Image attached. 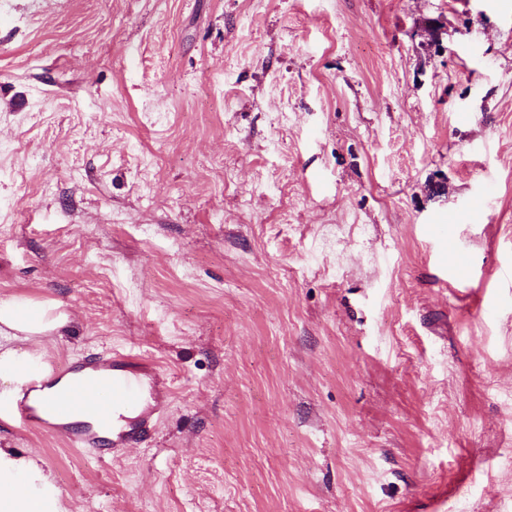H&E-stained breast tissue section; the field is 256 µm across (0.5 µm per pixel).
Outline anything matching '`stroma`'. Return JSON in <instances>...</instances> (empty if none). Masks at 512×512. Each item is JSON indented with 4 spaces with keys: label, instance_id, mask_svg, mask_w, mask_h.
I'll use <instances>...</instances> for the list:
<instances>
[{
    "label": "stroma",
    "instance_id": "obj_1",
    "mask_svg": "<svg viewBox=\"0 0 512 512\" xmlns=\"http://www.w3.org/2000/svg\"><path fill=\"white\" fill-rule=\"evenodd\" d=\"M12 298L161 374L65 512H512V0H0ZM446 27V21L442 16L427 18L421 25V30L428 36L426 42L421 43V48L430 55L443 54L446 49L442 43V33Z\"/></svg>",
    "mask_w": 512,
    "mask_h": 512
}]
</instances>
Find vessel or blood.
Instances as JSON below:
<instances>
[{
	"instance_id": "obj_1",
	"label": "vessel or blood",
	"mask_w": 512,
	"mask_h": 512,
	"mask_svg": "<svg viewBox=\"0 0 512 512\" xmlns=\"http://www.w3.org/2000/svg\"><path fill=\"white\" fill-rule=\"evenodd\" d=\"M144 373V367L127 355L93 357L85 363L84 374L71 389L66 404L47 399L32 402V394L43 387L37 377L21 397L0 405V420L40 429L57 417L63 422V436L72 445L96 449L101 455L113 453L142 440L147 433L152 413L145 407ZM118 409L137 413V424L129 429L115 428L114 412Z\"/></svg>"
}]
</instances>
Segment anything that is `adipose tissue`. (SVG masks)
<instances>
[{"mask_svg": "<svg viewBox=\"0 0 512 512\" xmlns=\"http://www.w3.org/2000/svg\"><path fill=\"white\" fill-rule=\"evenodd\" d=\"M66 322V316L49 317L31 302L0 300V396H19L29 382L28 368L40 361L37 351L19 349V342ZM0 512H61L54 481L37 459L0 448Z\"/></svg>", "mask_w": 512, "mask_h": 512, "instance_id": "adipose-tissue-1", "label": "adipose tissue"}]
</instances>
